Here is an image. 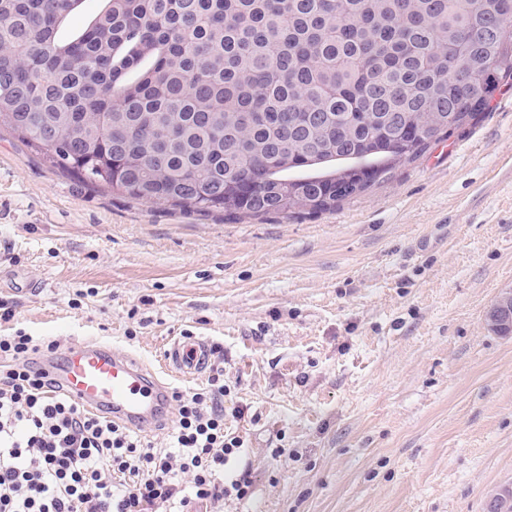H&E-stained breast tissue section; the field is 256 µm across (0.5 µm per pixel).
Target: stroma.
<instances>
[{
	"mask_svg": "<svg viewBox=\"0 0 512 512\" xmlns=\"http://www.w3.org/2000/svg\"><path fill=\"white\" fill-rule=\"evenodd\" d=\"M0 303L16 330L160 369L224 351L245 499L194 512H485L512 485V87L388 182L290 217L138 203L0 130ZM39 284L36 293L28 283ZM490 327L500 333H512V289L505 288L498 295L488 314ZM210 349L203 336H182L168 343L163 368L178 378L194 379L203 375Z\"/></svg>",
	"mask_w": 512,
	"mask_h": 512,
	"instance_id": "obj_1",
	"label": "stroma"
}]
</instances>
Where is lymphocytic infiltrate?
Returning a JSON list of instances; mask_svg holds the SVG:
<instances>
[{"mask_svg":"<svg viewBox=\"0 0 512 512\" xmlns=\"http://www.w3.org/2000/svg\"><path fill=\"white\" fill-rule=\"evenodd\" d=\"M37 350L24 331L0 335V512H186L249 495V473L222 478L243 446L224 426L223 366L204 388L174 393L161 451L61 392Z\"/></svg>","mask_w":512,"mask_h":512,"instance_id":"lymphocytic-infiltrate-1","label":"lymphocytic infiltrate"}]
</instances>
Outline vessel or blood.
<instances>
[{
	"label": "vessel or blood",
	"mask_w": 512,
	"mask_h": 512,
	"mask_svg": "<svg viewBox=\"0 0 512 512\" xmlns=\"http://www.w3.org/2000/svg\"><path fill=\"white\" fill-rule=\"evenodd\" d=\"M210 349L201 336L169 342L163 368L183 379L203 375ZM62 392L90 410L111 411L114 420L141 430L157 425L170 406L171 392L132 355L96 340H74L44 361Z\"/></svg>",
	"instance_id": "1"
}]
</instances>
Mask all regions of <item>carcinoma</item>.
I'll return each instance as SVG.
<instances>
[{"label":"carcinoma","mask_w":512,"mask_h":512,"mask_svg":"<svg viewBox=\"0 0 512 512\" xmlns=\"http://www.w3.org/2000/svg\"><path fill=\"white\" fill-rule=\"evenodd\" d=\"M0 0V128L123 197L318 212L512 87V0Z\"/></svg>","instance_id":"1"}]
</instances>
